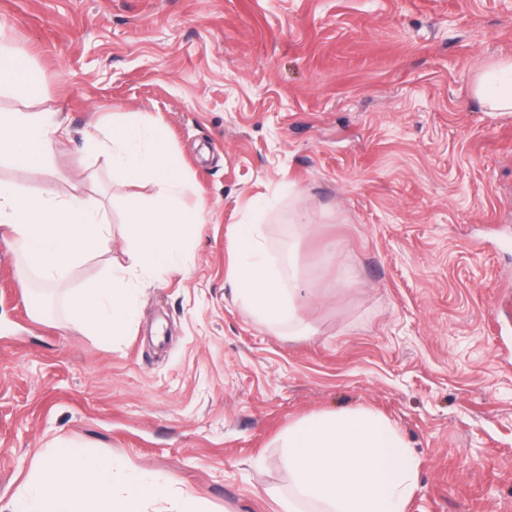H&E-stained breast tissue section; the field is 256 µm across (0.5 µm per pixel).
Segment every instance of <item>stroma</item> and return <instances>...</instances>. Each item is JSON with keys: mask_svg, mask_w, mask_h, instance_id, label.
Here are the masks:
<instances>
[{"mask_svg": "<svg viewBox=\"0 0 512 512\" xmlns=\"http://www.w3.org/2000/svg\"><path fill=\"white\" fill-rule=\"evenodd\" d=\"M35 89L1 112H54L43 166L0 181L103 204L112 240L34 313L38 275L0 235V512L58 444L170 478L205 512H282L280 437L373 409L419 462L408 512H512V113L471 98L512 56V0H0ZM163 127L207 205L180 270L135 278L138 322L68 328L66 294L125 266L134 200L84 148L91 125ZM308 221L298 228V217ZM287 245L309 282L302 335L233 293L239 225Z\"/></svg>", "mask_w": 512, "mask_h": 512, "instance_id": "obj_1", "label": "stroma"}]
</instances>
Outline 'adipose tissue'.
I'll list each match as a JSON object with an SVG mask.
<instances>
[{
	"label": "adipose tissue",
	"instance_id": "adipose-tissue-1",
	"mask_svg": "<svg viewBox=\"0 0 512 512\" xmlns=\"http://www.w3.org/2000/svg\"><path fill=\"white\" fill-rule=\"evenodd\" d=\"M470 94L491 112H512V57L502 58L472 80ZM60 125L54 113H0V158L43 164ZM0 227L16 254L46 284L83 265L112 238V226L93 196L63 199L42 188L28 192L0 181ZM236 294L247 312L277 330L295 318L296 302L310 297L293 264L275 266L266 257L258 228L243 225L231 269ZM115 460L65 446L41 460L18 490L12 512H143L151 500L171 502L170 512H199L197 500L174 491L170 481L114 485Z\"/></svg>",
	"mask_w": 512,
	"mask_h": 512
}]
</instances>
